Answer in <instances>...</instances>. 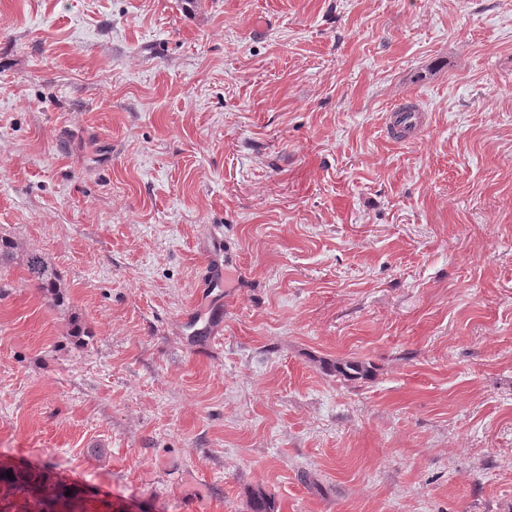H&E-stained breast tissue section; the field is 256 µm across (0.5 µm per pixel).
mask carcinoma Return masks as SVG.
Returning <instances> with one entry per match:
<instances>
[{"label":"carcinoma","mask_w":512,"mask_h":512,"mask_svg":"<svg viewBox=\"0 0 512 512\" xmlns=\"http://www.w3.org/2000/svg\"><path fill=\"white\" fill-rule=\"evenodd\" d=\"M15 263L25 270L27 279L33 282L45 296L61 302L64 295L62 281L57 270L43 253L28 249L13 239L0 236V265ZM336 373L347 381L367 380L371 371L363 362L347 361L336 366ZM7 468L0 466V502L10 501L14 497L24 500L21 505H12L3 512H86L85 507L78 506L72 496L59 493L45 498L46 482L52 479L50 472L44 471L36 476L30 474H13L8 478ZM60 509H54L55 505Z\"/></svg>","instance_id":"carcinoma-1"}]
</instances>
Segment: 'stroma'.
Wrapping results in <instances>:
<instances>
[{
	"mask_svg": "<svg viewBox=\"0 0 512 512\" xmlns=\"http://www.w3.org/2000/svg\"><path fill=\"white\" fill-rule=\"evenodd\" d=\"M0 232V461L91 512H512V0H0ZM426 125V113L420 112L414 105L399 107L388 112L385 118V128L391 139L405 142L416 136ZM7 263L22 266L28 281L40 288L46 297L58 303L63 300L62 281L48 257L38 250L25 248L17 241L1 234L0 265Z\"/></svg>",
	"mask_w": 512,
	"mask_h": 512,
	"instance_id": "35a3bbf8",
	"label": "stroma"
}]
</instances>
